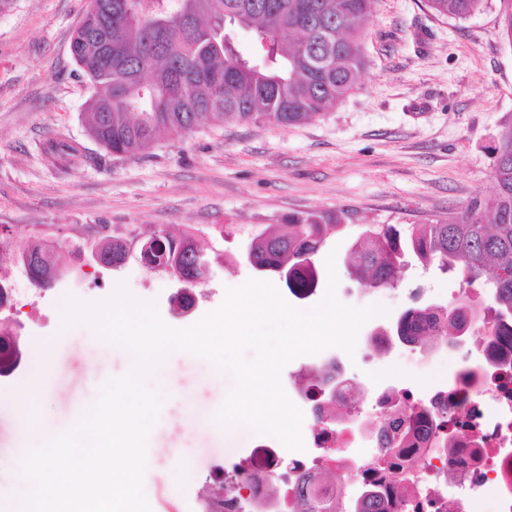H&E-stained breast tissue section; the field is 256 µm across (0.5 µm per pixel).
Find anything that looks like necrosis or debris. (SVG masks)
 I'll list each match as a JSON object with an SVG mask.
<instances>
[{
	"instance_id": "1",
	"label": "necrosis or debris",
	"mask_w": 512,
	"mask_h": 512,
	"mask_svg": "<svg viewBox=\"0 0 512 512\" xmlns=\"http://www.w3.org/2000/svg\"><path fill=\"white\" fill-rule=\"evenodd\" d=\"M476 359L461 367L448 389L411 390L371 379L357 384L343 361L331 370L333 392L300 389L309 420L307 446L285 451L257 440L241 462L225 464V476L247 468L254 476L237 493L209 497L200 512H300L304 496L319 491L324 472L338 478L334 493L350 497L373 490L390 512H468L494 490L497 512H512V353L485 340L475 343ZM365 394L351 404L350 392ZM413 421L406 449L417 461L415 483L398 484L383 473L381 460L395 445L391 420ZM282 476V497L267 491L269 473Z\"/></svg>"
}]
</instances>
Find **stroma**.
I'll return each mask as SVG.
<instances>
[{"label": "stroma", "instance_id": "stroma-1", "mask_svg": "<svg viewBox=\"0 0 512 512\" xmlns=\"http://www.w3.org/2000/svg\"><path fill=\"white\" fill-rule=\"evenodd\" d=\"M88 7L89 0H17L0 14V235L45 236L64 275L46 291L38 313L23 318L29 363H39L46 340L55 342L48 380L35 387L26 373L0 384V489L18 485L16 450L29 425L66 431L109 378L129 369L124 351L98 339L89 325L63 327L66 297L100 301L122 283L134 297L155 302L167 324L186 328L220 309L228 289L255 277L242 261L214 268L195 290L196 308L180 317L168 302L175 283L137 262L72 274L73 245L87 238L198 229L206 244L217 224L246 229L341 210L349 227L317 255L314 293L301 299L283 282L275 288L307 312L334 274L343 304L383 306L345 360L349 376L363 378L370 363L379 379L437 387L471 360L467 335L430 345L433 360L425 367L403 345L381 354L367 342L374 328L389 326L411 306L415 290L448 305L462 288L458 276L413 264L396 287L374 289L348 276L344 255L361 225L427 224L492 195L494 149L512 124V46L501 36L499 0L461 21L434 16L425 0H376L359 44V85L333 111L296 126L206 120L134 158L108 154L88 135L93 88L70 50ZM58 139L79 142L81 161L50 162L44 149ZM174 365L176 394L165 400L148 441L153 463L144 492L152 512H196L200 499L216 490L219 466L247 453L226 448L224 430L214 424L232 377L187 352Z\"/></svg>", "mask_w": 512, "mask_h": 512}]
</instances>
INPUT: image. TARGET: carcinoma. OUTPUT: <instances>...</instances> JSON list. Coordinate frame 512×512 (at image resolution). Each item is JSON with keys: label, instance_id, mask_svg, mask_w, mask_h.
<instances>
[{"label": "carcinoma", "instance_id": "carcinoma-1", "mask_svg": "<svg viewBox=\"0 0 512 512\" xmlns=\"http://www.w3.org/2000/svg\"><path fill=\"white\" fill-rule=\"evenodd\" d=\"M97 29H76L72 54L94 89L88 134L108 153L135 157L149 153L159 141L187 135L208 118L223 122H269L292 126L335 107L357 87L362 70L358 42L375 0H98ZM436 15L465 20L485 0H426ZM501 32L512 47V0H499ZM251 33L260 56L246 58L236 49L238 32ZM112 36V67L102 64L100 38ZM499 154L508 163L495 165L496 189L483 203L430 224L402 228L370 224L349 245L348 275L370 287L395 286L404 257L412 253L425 267L458 274L461 282L483 288L489 314L479 317L482 334L512 348V126L499 135ZM81 156L77 143H51L49 157L72 165ZM343 225L337 215L309 213L288 223L259 224L243 242L250 259L279 275L288 269V288L308 295L318 286L314 257ZM238 231L224 225L209 252L198 257L197 236H174L159 230L176 271L192 292L213 267L243 257L227 254L224 241ZM93 249L120 261L117 244L105 238L90 241ZM23 258L39 286L51 276L54 260L40 246H28ZM469 296H460L442 325L430 331L441 340L448 331L469 327L464 310ZM412 305L397 319V336H417ZM302 512H346L342 501L332 505L307 500Z\"/></svg>", "mask_w": 512, "mask_h": 512}]
</instances>
